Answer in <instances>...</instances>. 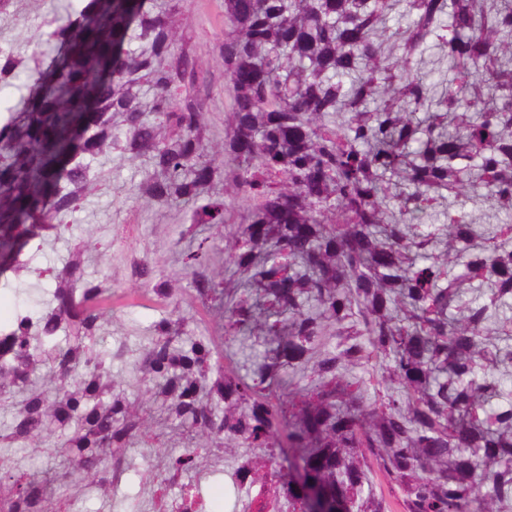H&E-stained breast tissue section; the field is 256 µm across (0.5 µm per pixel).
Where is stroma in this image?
Instances as JSON below:
<instances>
[{
	"label": "stroma",
	"instance_id": "1",
	"mask_svg": "<svg viewBox=\"0 0 512 512\" xmlns=\"http://www.w3.org/2000/svg\"><path fill=\"white\" fill-rule=\"evenodd\" d=\"M74 5V0H12L9 10L0 13V52L48 60L52 49L40 26L65 18ZM179 31L185 37V51L200 63L192 95L211 138H223L231 106L230 83L220 60L224 36L230 31L224 0H182ZM153 172L149 158L132 160L117 149L92 159L94 190L61 228H42L40 247L31 253L26 270L0 274V326L46 307L55 275L74 260L80 263L83 281L111 290L112 312L100 320L85 347L104 356L112 391L128 404L132 426L125 453L103 450L106 477L89 485L69 477L70 467L59 453V434L45 432L22 443L4 442L29 396L52 397L63 385L61 369L47 363L25 382L0 393V474L34 476L49 512L67 504L77 512H181L182 494L188 489L194 493V507L206 512H292L293 505L277 481L233 484L231 473L241 459L253 456V448L237 439L200 435L179 426L168 415L157 379L143 369V360L158 339L157 325L169 320L179 329L170 339L172 345L190 338L208 341L219 355L233 356L244 370L255 358H276L278 345L266 331L262 289L237 270L228 248L250 222V197L226 194L223 181H215L205 196L223 201L229 220L199 225L193 206L137 199L139 182ZM189 228L196 229L197 239L214 257L211 290L205 298L199 296L182 260L189 245L184 232ZM143 265L155 277L172 282L171 299L153 296L135 273ZM242 294L249 296L253 311L228 345L224 301ZM187 448L196 451V467L173 472L171 457Z\"/></svg>",
	"mask_w": 512,
	"mask_h": 512
}]
</instances>
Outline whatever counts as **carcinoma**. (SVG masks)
<instances>
[{"mask_svg":"<svg viewBox=\"0 0 512 512\" xmlns=\"http://www.w3.org/2000/svg\"><path fill=\"white\" fill-rule=\"evenodd\" d=\"M410 18L395 52L383 25L391 0H224L235 25L224 40L223 64L232 85V127L224 136L225 163L208 151L204 116L177 88L193 82V59L175 39V13L146 9V0H79L65 21H49L43 36L54 44L47 64L0 53V86L29 70L38 78L0 124V271L21 270L18 257L38 224H61L93 184L85 157L114 148L149 155L157 176L143 182L140 199L159 205L197 201L239 159L233 183L255 200L249 233L235 261L252 273L275 320L282 359L256 364L250 378L227 368L210 391L224 401L217 417L224 435L253 448L292 451L291 467L304 476L288 495L304 512L305 488L316 491L323 512H385L365 492L377 465L402 493V512H506L512 506V391L496 375L512 362V347L485 337L512 336V318L493 330L491 307L512 309V224H494L487 244L472 245L466 212L440 210L445 196L467 197L478 178L499 210L512 213V0L492 13L476 0H398ZM140 43L129 52L131 38ZM433 44L447 50L456 86L435 94L415 75ZM156 88L150 104L141 84ZM155 113V122L143 113ZM425 112L421 121L402 114ZM172 135L160 137L158 128ZM415 143L409 163L411 191L402 195L396 223L380 237L383 204L395 197L385 174ZM204 224L224 223V202L199 207ZM334 223H327L328 216ZM430 218L448 225L454 256L426 252L432 234L412 241L403 226ZM204 243L183 254L198 288L209 287ZM460 266L463 274L450 276ZM479 282L490 303L468 304L460 320L448 310L460 301L458 282ZM110 295L81 280L78 268L56 277L49 307L0 330L10 351L0 390L21 382L31 365L50 358L88 369L48 401L30 398L11 437L45 429L61 432L73 473L103 477L101 439L120 421L125 400L101 381L102 359L85 353L84 339L104 316ZM250 309L249 300L224 302L225 334ZM66 327L69 346L56 343ZM343 340L330 348L325 331ZM316 358L313 373L347 387V372L371 359L390 382L373 406L356 415L339 405L336 388L317 387L288 422L283 439L266 382L281 369ZM213 353L162 344L148 368L162 380L170 417L204 432L198 383L213 371ZM278 465L247 457L236 477L254 479ZM7 494L0 512H27L38 488L12 475L0 477Z\"/></svg>","mask_w":512,"mask_h":512,"instance_id":"1","label":"carcinoma"}]
</instances>
